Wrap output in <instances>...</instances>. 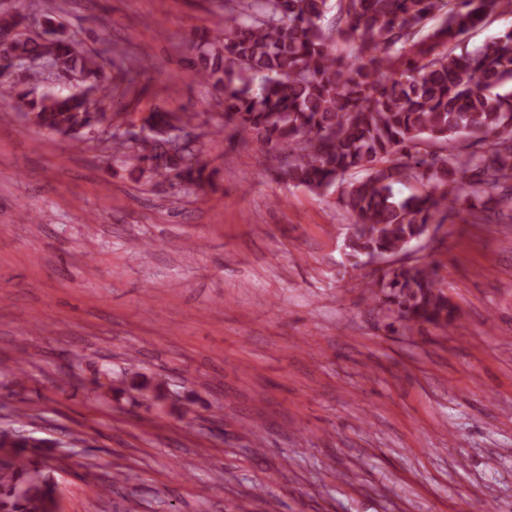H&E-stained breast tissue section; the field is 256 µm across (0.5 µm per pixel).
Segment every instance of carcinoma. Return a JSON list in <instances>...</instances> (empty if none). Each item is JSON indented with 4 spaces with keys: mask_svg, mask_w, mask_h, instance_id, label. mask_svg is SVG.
<instances>
[{
    "mask_svg": "<svg viewBox=\"0 0 512 512\" xmlns=\"http://www.w3.org/2000/svg\"><path fill=\"white\" fill-rule=\"evenodd\" d=\"M506 11L512 0H224V27L188 40L187 75L222 97L217 132L230 126L271 154L276 179L317 194L348 182L350 256H400L430 224L463 219L484 203L512 211V31L459 49L463 36ZM38 16L54 35L51 48L22 32L27 11L0 16V28L17 29L0 47V104L22 97L32 124L64 135L106 121L112 74L102 56L83 49L54 12ZM337 38L356 45L352 62L336 54ZM46 53L59 83L47 92L39 89L44 73L22 62ZM74 79L101 85L97 107L66 91ZM193 120L154 109L147 122L155 134L132 141L116 130L106 142L149 180L203 186L212 173L199 147L157 162L162 132ZM471 139L480 152L457 146ZM410 181L422 189L398 197L395 185ZM364 287L404 328L454 325L431 260L395 263ZM10 439L0 457V512H40L52 478L27 464L36 444Z\"/></svg>",
    "mask_w": 512,
    "mask_h": 512,
    "instance_id": "cac0c4a2",
    "label": "carcinoma"
}]
</instances>
